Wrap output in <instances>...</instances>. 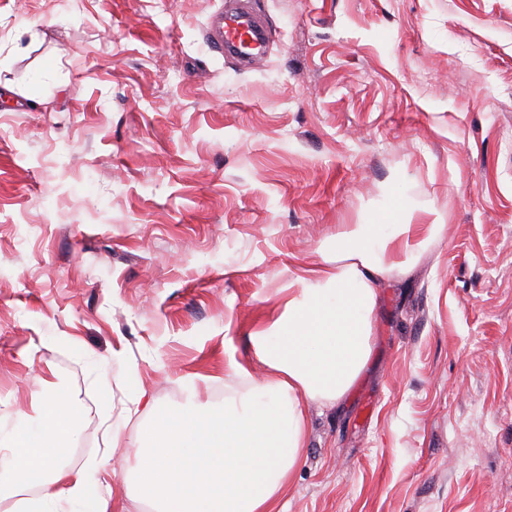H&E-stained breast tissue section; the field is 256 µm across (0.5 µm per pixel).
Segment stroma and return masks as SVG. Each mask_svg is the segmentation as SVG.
<instances>
[{"label": "stroma", "mask_w": 512, "mask_h": 512, "mask_svg": "<svg viewBox=\"0 0 512 512\" xmlns=\"http://www.w3.org/2000/svg\"><path fill=\"white\" fill-rule=\"evenodd\" d=\"M0 0V422L51 384L114 498L145 387L217 408L224 353L337 225L445 224L380 290L370 367L310 411L288 512H512V0ZM108 366H100V358ZM224 4L209 18L206 40L223 57L253 59L265 54L268 32L256 15L245 8L225 9Z\"/></svg>", "instance_id": "35a3bbf8"}]
</instances>
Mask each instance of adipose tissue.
<instances>
[{"label": "adipose tissue", "instance_id": "1", "mask_svg": "<svg viewBox=\"0 0 512 512\" xmlns=\"http://www.w3.org/2000/svg\"><path fill=\"white\" fill-rule=\"evenodd\" d=\"M443 232L396 203L373 223L337 225L315 259L289 272L277 314L248 334V357H225V378L245 390L225 395L222 412L191 402L162 412L134 391L127 414L144 410L152 422L134 441L133 501L152 512H285L310 407L340 405L370 359L380 286L411 276ZM74 419L70 401L53 395L0 442V474L20 493L9 512H127L95 468L59 464L58 437Z\"/></svg>", "mask_w": 512, "mask_h": 512}]
</instances>
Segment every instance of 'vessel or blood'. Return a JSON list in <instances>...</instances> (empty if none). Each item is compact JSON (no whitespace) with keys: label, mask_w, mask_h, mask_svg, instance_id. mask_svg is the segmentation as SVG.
I'll list each match as a JSON object with an SVG mask.
<instances>
[{"label":"vessel or blood","mask_w":512,"mask_h":512,"mask_svg":"<svg viewBox=\"0 0 512 512\" xmlns=\"http://www.w3.org/2000/svg\"><path fill=\"white\" fill-rule=\"evenodd\" d=\"M206 40L213 51L239 60L264 55L269 44L266 28L245 8L217 9L208 21Z\"/></svg>","instance_id":"b4317fda"}]
</instances>
